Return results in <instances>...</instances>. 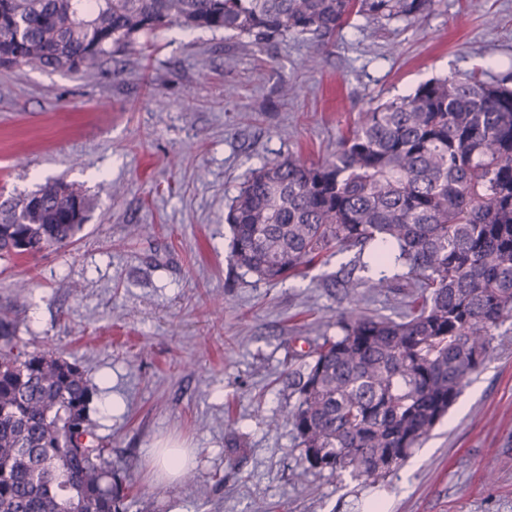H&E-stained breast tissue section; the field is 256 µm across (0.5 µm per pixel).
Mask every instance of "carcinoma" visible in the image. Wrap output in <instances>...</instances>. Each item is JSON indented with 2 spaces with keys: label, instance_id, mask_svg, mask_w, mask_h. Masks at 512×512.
<instances>
[{
  "label": "carcinoma",
  "instance_id": "carcinoma-1",
  "mask_svg": "<svg viewBox=\"0 0 512 512\" xmlns=\"http://www.w3.org/2000/svg\"><path fill=\"white\" fill-rule=\"evenodd\" d=\"M437 0H0V67L88 72L158 31H224L256 43H329L354 17L412 22ZM87 197L50 180L0 200V258L61 247ZM230 264L269 284L357 250L352 307L309 353L280 416L308 468L374 485L448 413L512 318V85L432 78L369 108L332 157L255 168L225 216ZM383 248L363 261L366 248ZM394 261L406 272L368 275ZM364 275L354 276L355 271ZM407 289L398 318L360 289ZM78 362L30 351L0 315V512H129L124 478L93 432Z\"/></svg>",
  "mask_w": 512,
  "mask_h": 512
}]
</instances>
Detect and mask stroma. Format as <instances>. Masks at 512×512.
Segmentation results:
<instances>
[{
	"mask_svg": "<svg viewBox=\"0 0 512 512\" xmlns=\"http://www.w3.org/2000/svg\"><path fill=\"white\" fill-rule=\"evenodd\" d=\"M471 73L512 74V0L355 18L323 51L174 26L89 73L0 68V188L60 178L91 201L67 246L0 259V311L29 349L78 359L94 432L132 474L130 512H512V319L379 484L305 470L271 419L296 401L290 354L335 335L354 254L265 283L230 265L224 221L251 169L329 158L371 104ZM157 443L191 451L187 477L157 474Z\"/></svg>",
	"mask_w": 512,
	"mask_h": 512,
	"instance_id": "1",
	"label": "stroma"
}]
</instances>
